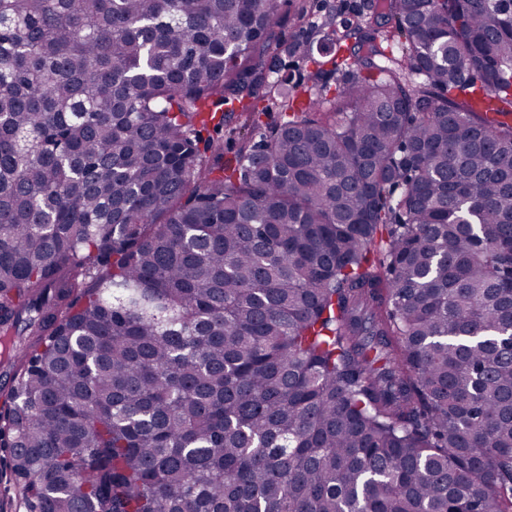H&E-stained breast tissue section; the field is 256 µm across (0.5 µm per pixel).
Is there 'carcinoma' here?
<instances>
[{
	"label": "carcinoma",
	"instance_id": "1",
	"mask_svg": "<svg viewBox=\"0 0 512 512\" xmlns=\"http://www.w3.org/2000/svg\"><path fill=\"white\" fill-rule=\"evenodd\" d=\"M276 10L0 0L29 512H512V0H378L304 102Z\"/></svg>",
	"mask_w": 512,
	"mask_h": 512
}]
</instances>
